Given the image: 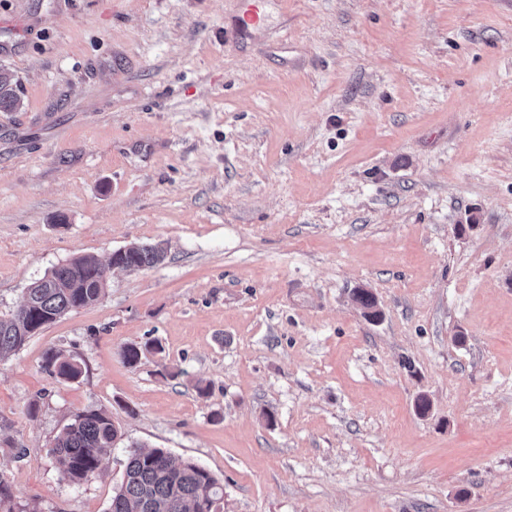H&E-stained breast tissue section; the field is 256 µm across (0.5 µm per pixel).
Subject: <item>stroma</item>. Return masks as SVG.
<instances>
[{
    "label": "stroma",
    "mask_w": 512,
    "mask_h": 512,
    "mask_svg": "<svg viewBox=\"0 0 512 512\" xmlns=\"http://www.w3.org/2000/svg\"><path fill=\"white\" fill-rule=\"evenodd\" d=\"M241 9L0 0V317L74 257L106 281L0 361L15 512H107L136 446L220 512H512V0ZM133 244L166 258L108 266ZM99 408L71 484L53 441ZM21 107L18 80L8 68L0 66V112H17ZM43 368L49 374L64 380H75L81 375V367L78 362L57 349L47 351ZM116 437L112 417L105 410L78 414L54 439L52 452L60 464V473L74 484L90 479L99 471Z\"/></svg>",
    "instance_id": "1"
}]
</instances>
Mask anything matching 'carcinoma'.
I'll return each mask as SVG.
<instances>
[{
	"label": "carcinoma",
	"mask_w": 512,
	"mask_h": 512,
	"mask_svg": "<svg viewBox=\"0 0 512 512\" xmlns=\"http://www.w3.org/2000/svg\"><path fill=\"white\" fill-rule=\"evenodd\" d=\"M22 107L18 80L0 66V112H16ZM165 259V250L156 245H131L112 253L121 268L137 271L152 268ZM105 292L99 260L82 255L54 267L26 290L22 305L9 317L0 318V359L18 350L31 336L35 323L54 322V317L97 304ZM365 314L378 315L375 296L366 289L353 295ZM43 368L64 380L81 375L76 360L63 351L50 349ZM117 430L104 410L77 415L56 436L52 452L60 473L79 484L93 477L112 449ZM224 495L223 486L203 466L193 461L175 463L161 448L131 451L123 480L112 496L108 512H215Z\"/></svg>",
	"instance_id": "carcinoma-1"
}]
</instances>
